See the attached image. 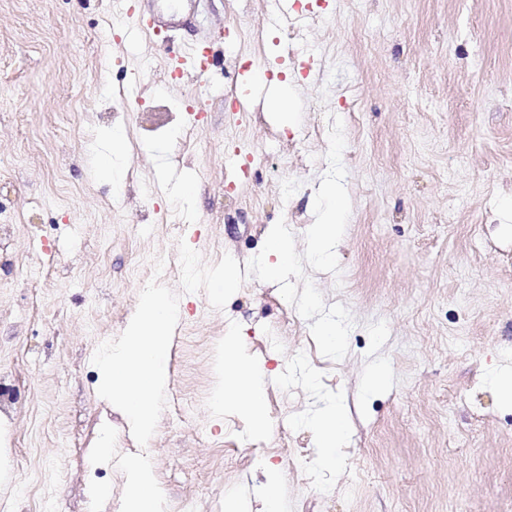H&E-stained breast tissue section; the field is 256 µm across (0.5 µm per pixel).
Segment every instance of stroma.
<instances>
[{"label":"stroma","instance_id":"stroma-1","mask_svg":"<svg viewBox=\"0 0 512 512\" xmlns=\"http://www.w3.org/2000/svg\"><path fill=\"white\" fill-rule=\"evenodd\" d=\"M114 1L0 0L12 103L0 110V371L17 407L0 421V507L34 512L49 489L48 512H120L123 473L89 454L105 424L119 453L137 443L99 397L91 358L151 279L180 287L179 265L157 277L136 257L182 239L205 264L227 253L243 265L280 219L304 250L335 115L352 209L340 275L310 278L348 308V354L321 355L277 284L247 278L220 310L181 293L168 384L201 402L188 424L160 418L145 447L166 500L258 512L268 461L286 512H512V407L491 384L512 369V0H291L285 21L271 0H181L182 24L149 35L138 24L164 0H118L116 24ZM263 60L278 69L259 84ZM284 81L291 128L266 108ZM119 87L135 110L116 107ZM115 126L127 139L117 193L90 150ZM185 181L195 195L180 194ZM35 267L56 286L29 322L18 311ZM230 331L270 373L260 440L212 404L214 346ZM377 364L388 380L369 395ZM334 400L351 430L326 470L302 419Z\"/></svg>","mask_w":512,"mask_h":512}]
</instances>
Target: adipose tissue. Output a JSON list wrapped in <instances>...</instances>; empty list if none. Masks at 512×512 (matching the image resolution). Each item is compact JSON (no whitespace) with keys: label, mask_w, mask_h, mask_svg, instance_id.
<instances>
[{"label":"adipose tissue","mask_w":512,"mask_h":512,"mask_svg":"<svg viewBox=\"0 0 512 512\" xmlns=\"http://www.w3.org/2000/svg\"><path fill=\"white\" fill-rule=\"evenodd\" d=\"M267 382L261 362L239 354V338L228 334L224 338V381L217 391L219 407L247 418L255 435H266ZM319 448V463L323 468H335L338 450L347 438L350 423L340 402L327 405L311 419Z\"/></svg>","instance_id":"adipose-tissue-1"}]
</instances>
